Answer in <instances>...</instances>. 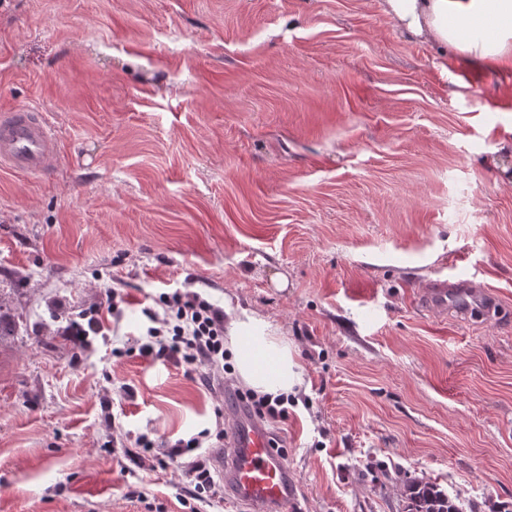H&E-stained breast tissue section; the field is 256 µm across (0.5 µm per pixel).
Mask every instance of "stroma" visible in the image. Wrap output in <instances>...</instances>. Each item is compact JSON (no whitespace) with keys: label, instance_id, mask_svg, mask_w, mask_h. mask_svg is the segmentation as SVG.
<instances>
[{"label":"stroma","instance_id":"stroma-1","mask_svg":"<svg viewBox=\"0 0 512 512\" xmlns=\"http://www.w3.org/2000/svg\"><path fill=\"white\" fill-rule=\"evenodd\" d=\"M1 104L41 105L59 148L45 177L0 173V512H190L180 472L123 453L224 405L127 352L175 291L292 346L288 512H404L408 478L512 512V67L441 54L382 0H5ZM453 270L491 320L417 305ZM78 318L82 321H86L87 329L85 328V324L81 323L77 320H71L67 329L69 330L70 336H75L76 339L82 346H85L87 343V336H89L90 332L94 335H98L102 332L103 327L99 318V310L92 309L88 312H81L78 315Z\"/></svg>","mask_w":512,"mask_h":512}]
</instances>
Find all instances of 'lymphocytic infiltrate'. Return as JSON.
<instances>
[{"label": "lymphocytic infiltrate", "instance_id": "lymphocytic-infiltrate-1", "mask_svg": "<svg viewBox=\"0 0 512 512\" xmlns=\"http://www.w3.org/2000/svg\"><path fill=\"white\" fill-rule=\"evenodd\" d=\"M143 314L149 327L145 338L136 344L139 356L172 360L188 371L204 369L217 375L233 386L234 396L261 422L287 418L291 397H271L234 387V366L224 346V312L219 307L199 294L176 292L160 295L156 306L144 307ZM224 436V428L219 425L215 430L205 429L189 439L177 440L159 454L154 453L152 441L141 436L125 455L137 467L152 470L179 463L192 487L191 499L207 502L219 495L220 485L196 452L211 442H223Z\"/></svg>", "mask_w": 512, "mask_h": 512}]
</instances>
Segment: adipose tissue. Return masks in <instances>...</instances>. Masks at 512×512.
I'll return each mask as SVG.
<instances>
[{
    "label": "adipose tissue",
    "instance_id": "ef3b65f1",
    "mask_svg": "<svg viewBox=\"0 0 512 512\" xmlns=\"http://www.w3.org/2000/svg\"><path fill=\"white\" fill-rule=\"evenodd\" d=\"M384 11L397 28L420 42L450 46L477 61L512 64V0H384ZM226 335L245 386L274 396L301 386L293 351L268 319L232 316Z\"/></svg>",
    "mask_w": 512,
    "mask_h": 512
}]
</instances>
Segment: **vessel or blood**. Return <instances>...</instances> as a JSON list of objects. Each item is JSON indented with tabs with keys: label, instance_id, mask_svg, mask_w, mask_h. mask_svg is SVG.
Here are the masks:
<instances>
[{
	"label": "vessel or blood",
	"instance_id": "b4317fda",
	"mask_svg": "<svg viewBox=\"0 0 512 512\" xmlns=\"http://www.w3.org/2000/svg\"><path fill=\"white\" fill-rule=\"evenodd\" d=\"M57 146L55 129L41 109L0 107L1 171L46 175ZM419 304L443 320L451 314L469 320L494 308L484 283L458 274L429 283ZM227 416L231 439L215 460L225 494L248 512H288L296 482L287 462L271 448L269 432L242 406Z\"/></svg>",
	"mask_w": 512,
	"mask_h": 512
}]
</instances>
